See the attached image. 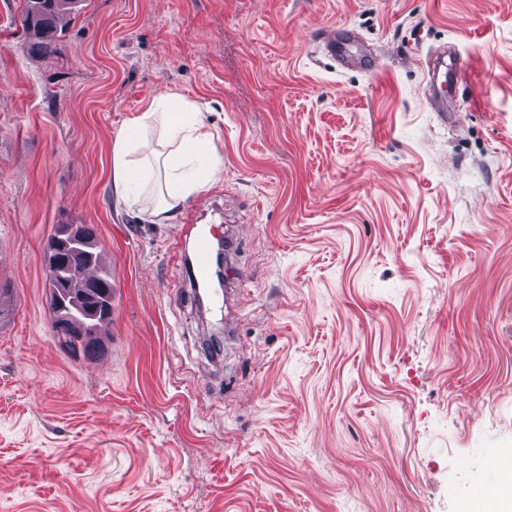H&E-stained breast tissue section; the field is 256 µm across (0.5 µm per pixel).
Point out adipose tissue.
Listing matches in <instances>:
<instances>
[{"label":"adipose tissue","instance_id":"ef3b65f1","mask_svg":"<svg viewBox=\"0 0 512 512\" xmlns=\"http://www.w3.org/2000/svg\"><path fill=\"white\" fill-rule=\"evenodd\" d=\"M112 189L117 206L127 210L140 204L143 186L160 174L163 191L148 210V220L161 223L205 184L219 178L222 146L187 100L172 95L152 96L144 109L127 120L112 142ZM512 467L502 468L498 487L475 484L466 500L467 512H512Z\"/></svg>","mask_w":512,"mask_h":512}]
</instances>
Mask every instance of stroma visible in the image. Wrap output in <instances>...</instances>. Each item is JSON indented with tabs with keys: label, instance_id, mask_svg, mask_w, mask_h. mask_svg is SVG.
I'll return each mask as SVG.
<instances>
[{
	"label": "stroma",
	"instance_id": "stroma-1",
	"mask_svg": "<svg viewBox=\"0 0 512 512\" xmlns=\"http://www.w3.org/2000/svg\"><path fill=\"white\" fill-rule=\"evenodd\" d=\"M24 8L0 0V512H464L512 448V0H80L45 60ZM442 52L472 72L446 112ZM159 92L224 144L163 224L115 209L109 162ZM214 194L219 313L176 284ZM67 217L117 283L95 362L46 305Z\"/></svg>",
	"mask_w": 512,
	"mask_h": 512
}]
</instances>
